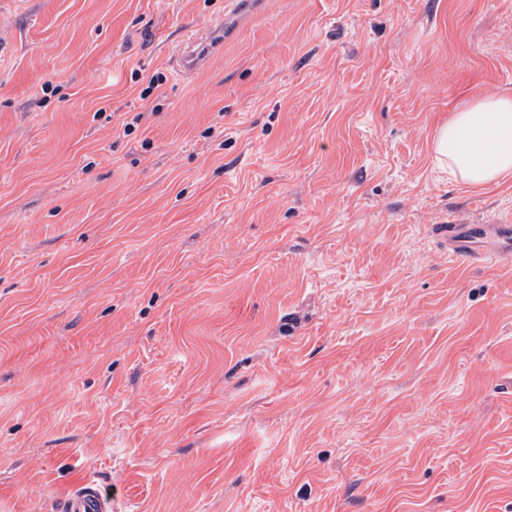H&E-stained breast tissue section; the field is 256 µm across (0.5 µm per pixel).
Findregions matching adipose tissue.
<instances>
[{
  "mask_svg": "<svg viewBox=\"0 0 512 512\" xmlns=\"http://www.w3.org/2000/svg\"><path fill=\"white\" fill-rule=\"evenodd\" d=\"M440 166L473 186L512 171V98L487 96L456 112L433 138Z\"/></svg>",
  "mask_w": 512,
  "mask_h": 512,
  "instance_id": "adipose-tissue-1",
  "label": "adipose tissue"
}]
</instances>
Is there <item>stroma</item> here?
Wrapping results in <instances>:
<instances>
[{"label":"stroma","mask_w":512,"mask_h":512,"mask_svg":"<svg viewBox=\"0 0 512 512\" xmlns=\"http://www.w3.org/2000/svg\"><path fill=\"white\" fill-rule=\"evenodd\" d=\"M489 95L512 0H0V512L86 479L113 512H512V253L446 234L512 174L433 148ZM212 29L208 40H202L197 30L188 31L178 48L179 68L182 72L193 73L205 65L212 52L224 46V19ZM489 224H451L448 225V252L456 257L484 263L494 262L500 252L477 249L472 244V233L481 230L496 238L509 236L511 218L505 221H488Z\"/></svg>","instance_id":"35a3bbf8"}]
</instances>
